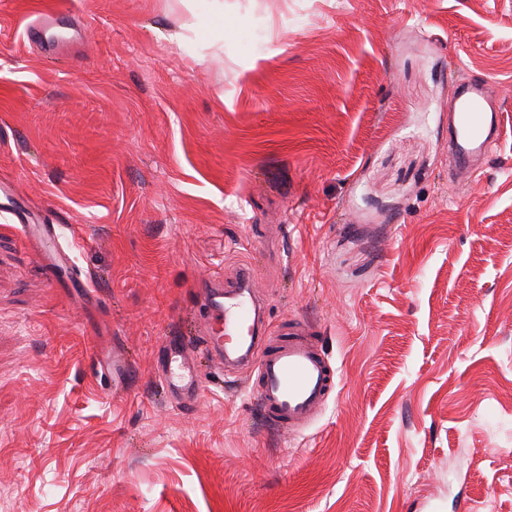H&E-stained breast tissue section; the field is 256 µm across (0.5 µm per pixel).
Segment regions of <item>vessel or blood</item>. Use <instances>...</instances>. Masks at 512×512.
I'll list each match as a JSON object with an SVG mask.
<instances>
[{
  "label": "vessel or blood",
  "mask_w": 512,
  "mask_h": 512,
  "mask_svg": "<svg viewBox=\"0 0 512 512\" xmlns=\"http://www.w3.org/2000/svg\"><path fill=\"white\" fill-rule=\"evenodd\" d=\"M448 128V146L460 167L485 155L502 137L500 110L488 99L482 82L462 83ZM75 231L71 224L20 226L23 241L32 245L47 279L54 284L78 283L92 303L96 296L63 244ZM197 298L205 310L200 322L204 351L214 352L225 361L234 356L254 365L256 383L251 391L266 420L300 433L314 412L327 403L337 382L335 369L308 327L299 323L278 330L267 327L260 315L255 272L250 265L240 269L232 296H225L221 285L211 281L199 289ZM89 361L112 394L130 387V362L110 339L94 336ZM157 366L171 405L187 408L198 402V364L187 339L168 337L158 353Z\"/></svg>",
  "instance_id": "1"
}]
</instances>
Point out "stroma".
<instances>
[{
    "instance_id": "35a3bbf8",
    "label": "stroma",
    "mask_w": 512,
    "mask_h": 512,
    "mask_svg": "<svg viewBox=\"0 0 512 512\" xmlns=\"http://www.w3.org/2000/svg\"><path fill=\"white\" fill-rule=\"evenodd\" d=\"M469 78L507 132L455 178ZM0 180V512H512V0H0ZM20 209L76 226L97 307ZM250 262L338 370L298 435L227 389L249 367L202 358L180 409L154 374ZM20 233L23 241L32 245L40 266L47 279L55 286L60 281L76 282L83 289L90 308L97 305V296L93 293L89 281L82 280L73 263L71 253L63 245L62 239L68 233L76 234L72 224H26L20 220ZM93 347L89 361L113 395L125 392L132 383L133 370L126 354L112 340L93 331Z\"/></svg>"
}]
</instances>
